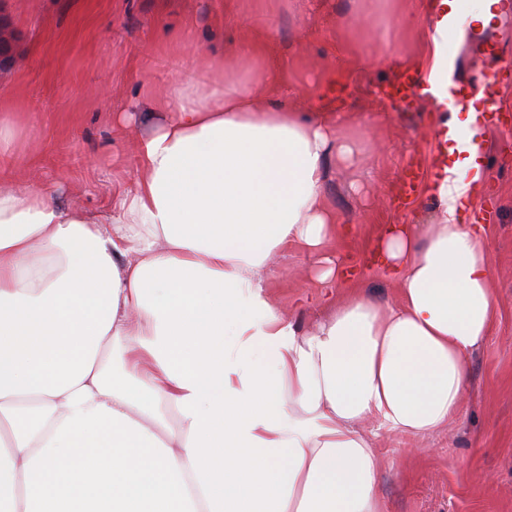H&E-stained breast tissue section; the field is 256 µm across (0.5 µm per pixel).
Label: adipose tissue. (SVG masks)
<instances>
[{
	"instance_id": "obj_1",
	"label": "adipose tissue",
	"mask_w": 512,
	"mask_h": 512,
	"mask_svg": "<svg viewBox=\"0 0 512 512\" xmlns=\"http://www.w3.org/2000/svg\"><path fill=\"white\" fill-rule=\"evenodd\" d=\"M418 2L416 56L387 57L435 86L457 0ZM287 88L283 62L199 92L175 79L108 214L0 187V512H382L354 423L425 435L460 414L497 315L489 227L461 219L486 188L478 148L448 143L476 107L434 117L436 224L380 241L398 303L358 295L304 333L267 298L268 260L299 247L318 283L353 282L324 254L323 191L329 152L353 149Z\"/></svg>"
}]
</instances>
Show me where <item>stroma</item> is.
Segmentation results:
<instances>
[{"label": "stroma", "instance_id": "obj_1", "mask_svg": "<svg viewBox=\"0 0 512 512\" xmlns=\"http://www.w3.org/2000/svg\"><path fill=\"white\" fill-rule=\"evenodd\" d=\"M0 0L9 27L0 38L24 55L0 71V113H9L15 157L8 180L46 184L55 200L106 212L112 193L138 177L135 145L160 123L148 115L171 82L191 73L208 82L251 79L243 64L229 75L209 68L212 51L235 55L264 29L277 35L288 64L292 102L304 112L331 106L339 139L351 159L330 158L323 190L350 235L329 254L356 267L362 291L395 304L398 287L376 270L378 234L393 224L426 230L434 206L424 192L402 200V180L435 148L426 102L402 108L374 95L392 75L387 47H415L402 16L413 0ZM512 56V13L488 27L461 22L448 34V55L469 79L473 60L487 52ZM492 92L500 120L483 123L482 154L491 163L484 199L491 210L488 253L497 317L487 340L468 359L469 383L459 417L437 431L407 437L361 420L370 443L384 512H512V80ZM269 302L304 332L316 329L328 306L352 288L319 287L316 261L299 248L273 256Z\"/></svg>", "mask_w": 512, "mask_h": 512}]
</instances>
